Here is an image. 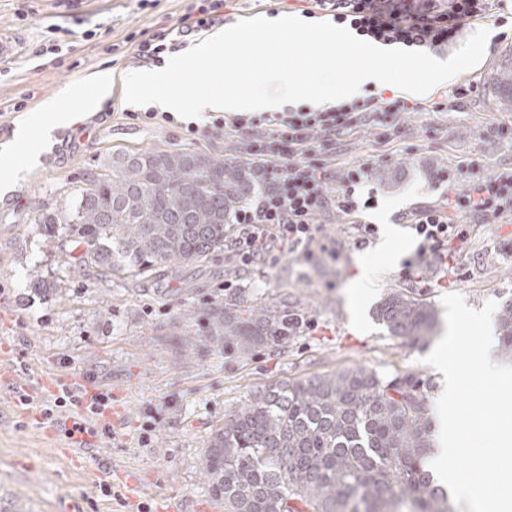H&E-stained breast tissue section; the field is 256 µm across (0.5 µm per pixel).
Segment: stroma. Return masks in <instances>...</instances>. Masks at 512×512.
<instances>
[{
  "label": "stroma",
  "instance_id": "1",
  "mask_svg": "<svg viewBox=\"0 0 512 512\" xmlns=\"http://www.w3.org/2000/svg\"><path fill=\"white\" fill-rule=\"evenodd\" d=\"M189 0H0V29L19 36L15 58L0 64V146L13 139L25 101L35 112L66 87L94 72L112 71V114L96 113L54 130L50 142L33 135L39 153L12 190L0 195V357H8L19 380L50 376L82 380L112 393L105 417L111 437L90 447L72 443L61 428L44 424L40 410L51 393L38 391L28 413L0 393V512H60L75 502L80 512H224L200 461L211 431L232 408L278 381H294L364 366L386 378L412 375L428 384L430 400L442 387L425 364L446 330L412 342L389 335L375 308L395 288L408 287L402 266L417 243L399 219L414 204L436 199L431 174L465 157L478 159L486 174L512 164V141L489 135L512 128V107L503 105L491 77L512 51V29L490 36L482 62L444 86L418 97V107L398 114V141L379 144L365 126L346 138L341 162L372 163L386 171L378 204L368 223L387 214L399 233L398 257L385 263L377 244L360 248L336 212L317 215L321 250L306 258L284 254L277 264L241 270L216 251L204 267L161 268L148 281L70 265L73 244L60 228L33 223L37 207H62L91 173L118 150L182 147L176 124L144 125L123 111L126 75L138 67V42L161 28L178 27ZM59 51L43 53L48 28ZM473 82L477 89L458 109L448 106L451 88ZM24 110V111H25ZM384 266L364 328H356L347 292L359 273V257ZM237 281L246 299L275 304L310 323L283 349L239 350L218 336L226 295L219 284ZM418 291L436 313L443 296L457 293L479 309L490 300L512 299V223L478 224L469 253L454 272L426 262ZM152 421L149 441L139 426ZM133 477L134 487L113 482L104 496L103 461Z\"/></svg>",
  "mask_w": 512,
  "mask_h": 512
}]
</instances>
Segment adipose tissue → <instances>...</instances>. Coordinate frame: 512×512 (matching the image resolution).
Instances as JSON below:
<instances>
[{
	"label": "adipose tissue",
	"instance_id": "1",
	"mask_svg": "<svg viewBox=\"0 0 512 512\" xmlns=\"http://www.w3.org/2000/svg\"><path fill=\"white\" fill-rule=\"evenodd\" d=\"M111 97L112 73L107 69L95 73L90 85L69 86L62 100H48L39 111L22 120L15 133L13 154L24 155L26 164L37 162L39 154L30 146L32 132L46 136L54 129L71 126L82 114L101 111Z\"/></svg>",
	"mask_w": 512,
	"mask_h": 512
}]
</instances>
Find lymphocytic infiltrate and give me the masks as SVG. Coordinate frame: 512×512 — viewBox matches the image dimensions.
Masks as SVG:
<instances>
[{"label": "lymphocytic infiltrate", "mask_w": 512, "mask_h": 512, "mask_svg": "<svg viewBox=\"0 0 512 512\" xmlns=\"http://www.w3.org/2000/svg\"><path fill=\"white\" fill-rule=\"evenodd\" d=\"M304 17L322 18L351 29L359 37L381 43L401 44L434 51L452 44L465 27L491 15L494 0H306ZM229 0H192L180 27L160 29L141 40L136 56L160 63L164 54L178 49L185 37L222 26ZM410 100L396 95L373 105L366 101L342 103L316 110L298 107L260 119L215 116L205 125L186 127L185 140L193 146L215 137L241 139L251 162L252 178L260 188L248 197L234 216L235 228L224 243L225 258L241 268L275 264L283 252L312 256L318 242L317 215L336 211L347 219L358 247H366L377 227L362 221V213L374 209L377 198L368 191L370 164L340 166L336 158L344 139L362 126L379 131V141L391 143L397 136L394 120L410 111ZM436 184L447 191L434 201H422L403 216L417 240L414 258L405 262L402 275L421 282L423 263L447 265L466 256L473 227L496 224L512 215V166L485 175L475 159L434 172ZM467 190H459L460 181ZM112 406L111 392L85 395L60 387L46 404V422L66 426L67 437H111L104 422Z\"/></svg>", "instance_id": "f902f5d3"}]
</instances>
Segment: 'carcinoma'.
Returning <instances> with one entry per match:
<instances>
[{
  "label": "carcinoma",
  "mask_w": 512,
  "mask_h": 512,
  "mask_svg": "<svg viewBox=\"0 0 512 512\" xmlns=\"http://www.w3.org/2000/svg\"><path fill=\"white\" fill-rule=\"evenodd\" d=\"M512 96V59L492 77ZM252 188L234 164L188 152L118 151L68 206L42 207L34 223L64 225L78 266L149 277L198 265L224 248L228 224ZM376 316L396 337L428 338L432 305L396 288ZM224 335L242 349L284 348L296 314L272 306L224 305ZM500 350L512 354V301L498 318ZM430 405L412 375L384 379L358 366L272 384L224 415L201 467L224 512H453L426 469Z\"/></svg>",
  "instance_id": "cac0c4a2"
}]
</instances>
